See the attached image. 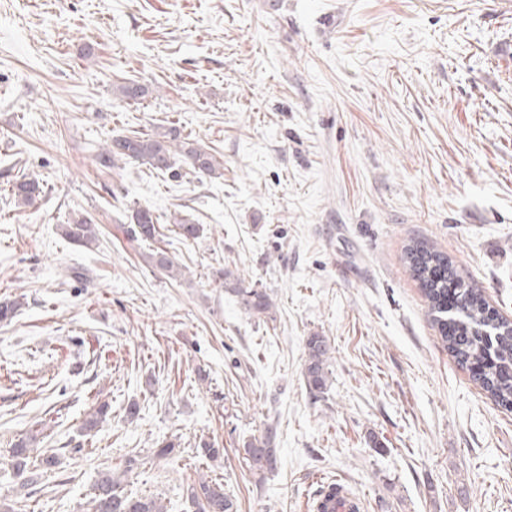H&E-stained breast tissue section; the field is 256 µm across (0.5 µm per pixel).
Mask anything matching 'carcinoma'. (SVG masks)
Wrapping results in <instances>:
<instances>
[{"label":"carcinoma","instance_id":"obj_1","mask_svg":"<svg viewBox=\"0 0 512 512\" xmlns=\"http://www.w3.org/2000/svg\"><path fill=\"white\" fill-rule=\"evenodd\" d=\"M118 95L127 102L136 103L150 94V89L134 79H125L117 85ZM138 163L149 167L158 175L178 170L185 163L189 170L210 178L224 175V159L213 149H207L181 135L171 126L151 134L133 131L113 138L96 156L100 170H112L119 163ZM12 195L23 205H30L46 194L44 181L36 176H24L11 184ZM132 239L146 242L158 237V217L146 207H139L132 214ZM177 232L184 239H196L203 232L202 225L189 214L173 217ZM62 236L79 245H90L97 234L86 217L72 219L60 225ZM405 263L411 275L424 287L429 314L438 328L442 342L457 360L472 374L473 379L494 401L505 410H512V321L500 314L490 316L486 302H479L480 290L476 283L467 280L452 260L442 251L423 242L405 249ZM152 264L172 278L181 276V269L163 251L151 254ZM443 271L437 280L430 278L431 268ZM455 291V299L448 303L443 297L448 290ZM231 291L244 309L252 315H267L273 307L270 295L260 289L232 284ZM305 377L310 388L321 390L326 386L330 347L322 336L308 338ZM276 430L267 428L261 440L250 443L245 454L250 466L257 471L276 468L274 448ZM12 466L19 474H27V481L38 484L43 473L56 466L55 456L48 455L39 463H31L29 441L23 439L10 450ZM189 501L196 512H234V501L224 493V487L203 480L190 489ZM92 512H166L158 500L133 497L124 491L121 482L111 473L102 474L93 486Z\"/></svg>","mask_w":512,"mask_h":512}]
</instances>
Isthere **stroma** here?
Listing matches in <instances>:
<instances>
[{
    "instance_id": "35a3bbf8",
    "label": "stroma",
    "mask_w": 512,
    "mask_h": 512,
    "mask_svg": "<svg viewBox=\"0 0 512 512\" xmlns=\"http://www.w3.org/2000/svg\"><path fill=\"white\" fill-rule=\"evenodd\" d=\"M126 78L149 97L121 101ZM170 124L223 177L96 167L112 137ZM23 174L48 185L30 205L7 191ZM140 206L156 242L129 234ZM184 210L202 237L174 233ZM78 214L91 246L60 232ZM414 241L512 320V0H0V300L23 302L0 324V504L90 512L109 471L168 512L202 478L237 512H309L336 479L366 512H512V412L445 348ZM311 336L330 346L319 392ZM270 426L263 473L244 448ZM25 437L58 458L36 487L9 457ZM231 290L244 309L252 315H267L273 307L270 295L261 288L244 286L241 282L230 283ZM305 377L311 389L322 390L326 386L330 347L321 336L308 338Z\"/></svg>"
}]
</instances>
